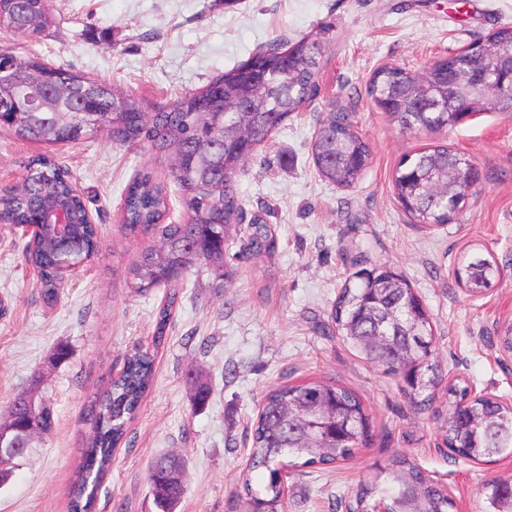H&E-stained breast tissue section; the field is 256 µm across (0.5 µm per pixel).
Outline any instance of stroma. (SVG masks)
Here are the masks:
<instances>
[{
	"label": "stroma",
	"instance_id": "stroma-1",
	"mask_svg": "<svg viewBox=\"0 0 512 512\" xmlns=\"http://www.w3.org/2000/svg\"><path fill=\"white\" fill-rule=\"evenodd\" d=\"M56 18L40 37L0 31V46L20 59L39 56L143 98L149 109L204 88L259 49L306 37L323 49L321 93L289 117L246 161L238 188L247 211L268 210L274 251L255 256L232 244L224 285L209 268L173 288L140 296L132 267L149 239L119 222L124 186L142 167L166 173L148 146L112 144L106 133L54 146L99 228L102 254L44 306L23 260L21 229L0 223V412L42 374L38 399L56 411L54 432L0 488V512H67L70 490L90 436L86 414L135 347H154L155 381L130 423L132 448L117 449L93 512H155L147 469L158 455L186 458L178 512H245L237 499L248 473L251 428L265 392L324 380L361 400L373 442L327 470L284 476L288 512H345L365 482L385 488L391 460L406 456L448 490L458 512H477L487 483L512 478V456L490 464L450 457L438 448L439 423L414 410L399 377L368 363L341 336L332 309L363 254L401 274L433 322L443 380L464 379L475 394L512 403V355L498 336L512 322V112H487L446 132H400L371 103L368 80L395 65L416 74L429 63L512 25V0H53ZM350 108L371 144L361 181L340 188L323 180L311 145L332 101ZM444 144L481 174L449 223H410L393 174L403 157ZM0 129V191L21 181L24 163L43 152ZM496 262L483 295H469L455 270L468 255ZM178 299L164 342L153 346L154 316L169 292ZM70 355L48 359L57 345ZM198 368L213 394L192 409L186 374Z\"/></svg>",
	"mask_w": 512,
	"mask_h": 512
}]
</instances>
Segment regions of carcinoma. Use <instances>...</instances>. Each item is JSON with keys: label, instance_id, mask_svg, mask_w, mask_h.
<instances>
[{"label": "carcinoma", "instance_id": "obj_1", "mask_svg": "<svg viewBox=\"0 0 512 512\" xmlns=\"http://www.w3.org/2000/svg\"><path fill=\"white\" fill-rule=\"evenodd\" d=\"M54 21L51 0H24V12L15 0H0V31L38 37ZM322 47L303 37L272 44L213 80L223 96L206 100L207 90L185 94L152 112L135 95L117 93L112 86L63 66H48L39 57L23 65L41 69L48 79L39 95L59 83L79 88L72 101H56L51 108L23 117L0 116V126L17 139L47 146L108 133L120 146L146 144L153 154L171 162L169 178L178 186L186 217L170 221L167 187L154 170H140L126 187L120 221L129 233L158 232L159 243L144 248L133 269V289L148 295L200 266L212 267L224 279V251L242 232V250L252 254L274 249L260 215L247 219L237 177L246 159L266 144L294 113L320 95ZM367 94L388 113L401 132L446 131L460 95L451 73L435 61L419 81L405 69L383 66L373 72ZM270 99V108L239 115V129L224 130L231 116L224 99ZM437 99L442 107L423 111V100ZM71 113L70 122H57V112ZM318 174L327 182L350 188L358 184L372 161L370 145L359 135L344 107H334L320 124L312 144ZM28 184L17 193L0 194V215L15 225L37 224L43 208L66 202L83 218L85 204L70 176L50 151L29 158ZM457 171L463 183L478 177L460 154L436 146L416 157H404L392 178L394 193L414 224H446L463 207L467 193L448 181ZM96 225L73 227L69 259L82 265L100 253ZM64 255L49 229L29 240L25 259L36 268V287L45 306H55L64 290ZM499 270L495 263L475 255L457 267L458 281L471 295L489 289ZM358 282L344 284L333 321L345 339L371 364L401 377L403 393L414 409L432 410L440 421L441 444L468 460H490L512 454V408L493 396L477 397L460 380L443 385L434 357L432 318L407 281L387 265L356 272ZM176 294L169 295L155 319L153 346L164 341ZM154 352L139 348L126 356L121 372L90 406L92 435L83 449V465L72 482L68 512H92L95 494L109 472L117 448L129 443L128 424L137 415L154 379ZM192 405L204 406L210 397L206 377L198 370L188 376ZM31 390L18 392L0 417V438L15 449V458L0 468V486L26 461L35 444L55 428L54 410L43 401L30 405ZM373 439L369 418L360 399L349 389L322 381L270 390L253 423L248 470L262 472L266 484L259 490L245 481L246 512H286L282 473L290 467H330L348 460ZM185 458L169 452L152 460L147 481L160 512H176L184 494ZM388 512H456V503L443 488L406 458H394L388 487L381 492L360 485L350 496L346 512H371L378 501ZM479 512H512V479L490 484Z\"/></svg>", "mask_w": 512, "mask_h": 512}]
</instances>
